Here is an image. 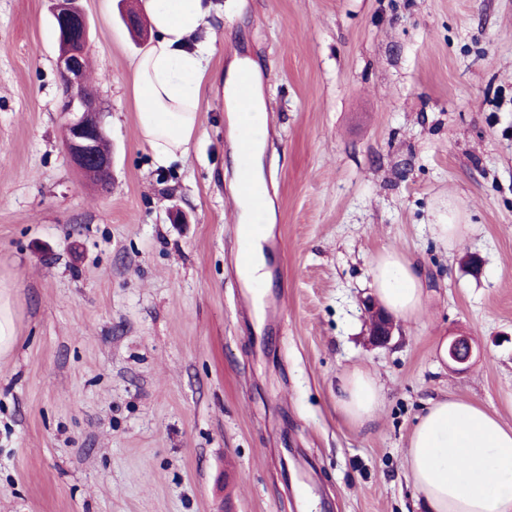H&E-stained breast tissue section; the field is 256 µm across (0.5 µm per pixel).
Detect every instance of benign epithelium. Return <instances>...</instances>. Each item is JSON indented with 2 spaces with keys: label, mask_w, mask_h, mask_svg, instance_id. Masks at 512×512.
I'll return each mask as SVG.
<instances>
[{
  "label": "benign epithelium",
  "mask_w": 512,
  "mask_h": 512,
  "mask_svg": "<svg viewBox=\"0 0 512 512\" xmlns=\"http://www.w3.org/2000/svg\"><path fill=\"white\" fill-rule=\"evenodd\" d=\"M50 11L55 25L69 32L58 50L56 69L60 80L61 104L59 112L66 118V150L80 173L91 172L92 183L108 188L112 185V153L100 148L108 138L104 126V112L97 98L84 91L86 57L90 38L85 27V12L80 0H50ZM368 313V336L374 346L387 345L394 331L393 317L375 307L372 301L363 303ZM473 352L472 339L458 336L448 344V360L465 365Z\"/></svg>",
  "instance_id": "obj_1"
}]
</instances>
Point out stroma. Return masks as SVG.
Here are the masks:
<instances>
[{
    "instance_id": "1",
    "label": "stroma",
    "mask_w": 512,
    "mask_h": 512,
    "mask_svg": "<svg viewBox=\"0 0 512 512\" xmlns=\"http://www.w3.org/2000/svg\"><path fill=\"white\" fill-rule=\"evenodd\" d=\"M210 72L255 63L267 108L269 270L239 247L222 86L185 159L138 137L141 0H82L112 186L74 166L48 0H0V512H426L405 449L430 400L512 428V0H211ZM451 214L459 235L431 226ZM416 258L427 297L389 345L365 336L370 269ZM475 341L467 368L439 343ZM367 369L373 423L334 407ZM260 242L261 238L256 237L247 243L252 251L253 260L250 268L246 269V273L242 277L248 286H251L253 283L259 284L266 282V260ZM15 310L10 288L0 289V355L8 353L16 341Z\"/></svg>"
}]
</instances>
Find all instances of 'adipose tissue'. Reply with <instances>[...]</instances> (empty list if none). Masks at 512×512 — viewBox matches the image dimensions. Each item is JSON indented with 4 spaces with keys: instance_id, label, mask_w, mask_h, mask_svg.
Returning a JSON list of instances; mask_svg holds the SVG:
<instances>
[{
    "instance_id": "ef3b65f1",
    "label": "adipose tissue",
    "mask_w": 512,
    "mask_h": 512,
    "mask_svg": "<svg viewBox=\"0 0 512 512\" xmlns=\"http://www.w3.org/2000/svg\"><path fill=\"white\" fill-rule=\"evenodd\" d=\"M154 32L149 48L131 65L130 82L140 140L158 164L187 155L200 131V101L208 81L206 63L214 37L194 41L205 24L203 0H142ZM251 61L236 62L224 80V97L235 127L264 141L265 106L239 108L236 89ZM378 301L395 317L412 320L424 308L425 288L411 257L391 250L375 261ZM382 403V390L367 371L355 368L340 380L336 410L361 426ZM407 473L430 512H512V428L481 404L443 398L419 417L406 450Z\"/></svg>"
}]
</instances>
